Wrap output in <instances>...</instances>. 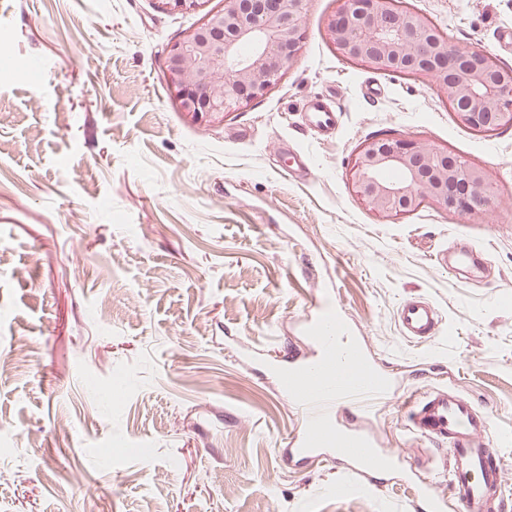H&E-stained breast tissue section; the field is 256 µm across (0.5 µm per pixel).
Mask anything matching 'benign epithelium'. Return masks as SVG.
I'll use <instances>...</instances> for the list:
<instances>
[{"instance_id":"benign-epithelium-1","label":"benign epithelium","mask_w":512,"mask_h":512,"mask_svg":"<svg viewBox=\"0 0 512 512\" xmlns=\"http://www.w3.org/2000/svg\"><path fill=\"white\" fill-rule=\"evenodd\" d=\"M326 36L361 68L412 71L440 92L471 130L512 126V69L468 42L452 44L430 17L397 0H336ZM305 0H222L166 50L165 80L182 114L221 124L273 90L298 59ZM352 185L376 216L391 220L424 206L481 219L496 197L488 170L448 161V150L412 136L358 146Z\"/></svg>"}]
</instances>
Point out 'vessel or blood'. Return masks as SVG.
<instances>
[{
    "label": "vessel or blood",
    "instance_id": "1",
    "mask_svg": "<svg viewBox=\"0 0 512 512\" xmlns=\"http://www.w3.org/2000/svg\"><path fill=\"white\" fill-rule=\"evenodd\" d=\"M339 116L332 98H318L307 108L305 125L320 136L330 137L337 132ZM331 305L330 298L319 300L308 320V330L323 352L321 360L291 361L284 376L283 390L304 419L289 454L301 458L315 452L331 453L343 468L368 474L375 469L370 440L343 429L338 415L348 407L372 413L390 400L393 391L387 383L371 386L361 380L338 378L340 352L322 331ZM397 319L402 335L414 343H430L440 332L439 311L423 297L404 298L398 305ZM401 405L412 435L448 445L451 450L448 474L453 500L435 496L433 483L427 478H410L415 497L427 512H497L506 470L502 458L482 444L492 433L491 417L458 389L448 387L410 393Z\"/></svg>",
    "mask_w": 512,
    "mask_h": 512
}]
</instances>
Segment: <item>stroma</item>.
<instances>
[{
    "label": "stroma",
    "mask_w": 512,
    "mask_h": 512,
    "mask_svg": "<svg viewBox=\"0 0 512 512\" xmlns=\"http://www.w3.org/2000/svg\"><path fill=\"white\" fill-rule=\"evenodd\" d=\"M411 2L512 68L498 45L512 0ZM336 8L308 0L281 83L207 126L164 77L203 10L0 0V359L28 355L0 372V512H422L390 474L285 454L302 418L278 370L313 353L304 318L329 285L399 393L457 387L512 433V128L477 135L427 84L344 61L325 37ZM332 86L341 125L325 139L303 118ZM382 135L486 167L497 202L478 221L428 207L380 221L348 172ZM292 151L303 179L285 171ZM459 244L485 253L473 279L439 262ZM409 296L439 308L433 343L401 337ZM339 420L404 466L432 455L451 496L447 451L407 434L399 402Z\"/></svg>",
    "instance_id": "obj_1"
}]
</instances>
